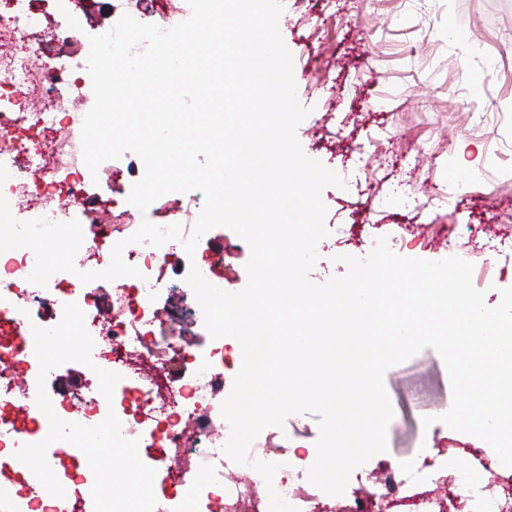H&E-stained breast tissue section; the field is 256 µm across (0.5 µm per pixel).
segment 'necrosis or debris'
I'll list each match as a JSON object with an SVG mask.
<instances>
[{
    "label": "necrosis or debris",
    "instance_id": "obj_1",
    "mask_svg": "<svg viewBox=\"0 0 512 512\" xmlns=\"http://www.w3.org/2000/svg\"><path fill=\"white\" fill-rule=\"evenodd\" d=\"M32 2L9 0L8 11L0 12V32L22 37L40 33L43 19ZM46 53L43 46L35 52L20 48L0 53V195L11 204L27 199L37 204L38 216L56 222L61 212L53 202L58 193H65L72 205L81 208L90 230L84 235L83 258L75 272L55 273L43 288L32 287L29 281L34 258L0 253V512H94V475L77 454L61 457L57 463L55 475L65 489L64 497L43 498L34 489L15 488L9 474L18 462L1 453L2 448L35 444L44 438L41 410L34 403L22 404L14 380L22 371L38 376V361L28 358L35 349L32 328L57 325L68 303L80 304L99 350L111 356L121 379L109 400L100 395L94 380H85L62 404L67 419L94 426L112 411L122 435L145 448L148 466L161 469L169 454L184 452L202 464L199 480L162 486L154 512H184L188 505L193 512H264L269 497L259 473H252L245 482H224L231 465L223 452L227 435L213 436L202 425L190 440L183 427L184 416L211 407L207 394L223 378V339L211 340L210 351L196 359L189 375L173 377L160 366L147 379L139 369L140 363L157 355L158 346L147 341L146 330L158 319L153 278L169 262L170 247L131 242L143 220L136 207L104 211L89 202L77 168L76 140L47 146L48 129L64 119L72 127H81L83 115L76 112L74 97L60 88L69 71L34 66V55ZM113 234L127 239L128 262L141 275L113 280L112 296L103 307L97 301L98 281L85 284L79 275L108 268L111 253L106 244Z\"/></svg>",
    "mask_w": 512,
    "mask_h": 512
}]
</instances>
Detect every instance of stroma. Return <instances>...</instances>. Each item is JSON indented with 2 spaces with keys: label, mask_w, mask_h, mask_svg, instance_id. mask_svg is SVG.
<instances>
[{
  "label": "stroma",
  "mask_w": 512,
  "mask_h": 512,
  "mask_svg": "<svg viewBox=\"0 0 512 512\" xmlns=\"http://www.w3.org/2000/svg\"><path fill=\"white\" fill-rule=\"evenodd\" d=\"M279 30L293 57L297 97L309 114L296 128L303 152L335 171L342 186L323 189L326 238L317 246L311 281L345 274L341 258L366 257L378 238L398 255L439 261L478 253L489 257L490 277L477 284L489 305L512 286V11L490 12L491 0H282ZM44 14L41 40L54 46L39 65L71 66L56 25L65 0H36ZM347 234L336 232L337 225ZM197 249L214 276L225 259L238 272L232 291L248 282L251 251L231 229L217 226ZM182 264L162 271L156 306L157 338H175L186 350L206 347L204 319L186 312L196 298L181 279ZM383 384L393 409L387 450L356 468L345 492L319 493L318 512H345L373 482L395 478L376 499V512H409L410 499H434L441 512H479L459 498L455 477L472 472L487 495L512 493V475L483 466L479 438L437 420L452 401L440 354L427 347L389 368ZM434 417L424 426V417ZM319 437L314 414L289 415L283 427L257 437L271 454L294 450L308 467ZM432 464L437 483L402 484L405 471Z\"/></svg>",
  "instance_id": "35a3bbf8"
}]
</instances>
